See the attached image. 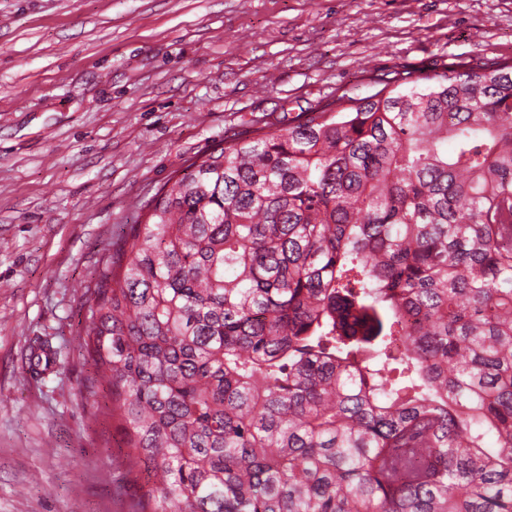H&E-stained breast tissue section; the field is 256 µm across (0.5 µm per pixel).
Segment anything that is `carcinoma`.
<instances>
[{"label":"carcinoma","instance_id":"carcinoma-1","mask_svg":"<svg viewBox=\"0 0 512 512\" xmlns=\"http://www.w3.org/2000/svg\"><path fill=\"white\" fill-rule=\"evenodd\" d=\"M371 84L224 140L106 249L85 388L140 512H512V61Z\"/></svg>","mask_w":512,"mask_h":512}]
</instances>
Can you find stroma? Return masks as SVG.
I'll return each mask as SVG.
<instances>
[{
	"mask_svg": "<svg viewBox=\"0 0 512 512\" xmlns=\"http://www.w3.org/2000/svg\"><path fill=\"white\" fill-rule=\"evenodd\" d=\"M463 59L512 60V0H0V512H135L144 480L85 393L86 287L173 172ZM37 339L30 345L29 367L33 372L48 370L56 362V352L51 349L47 340Z\"/></svg>",
	"mask_w": 512,
	"mask_h": 512,
	"instance_id": "stroma-1",
	"label": "stroma"
}]
</instances>
